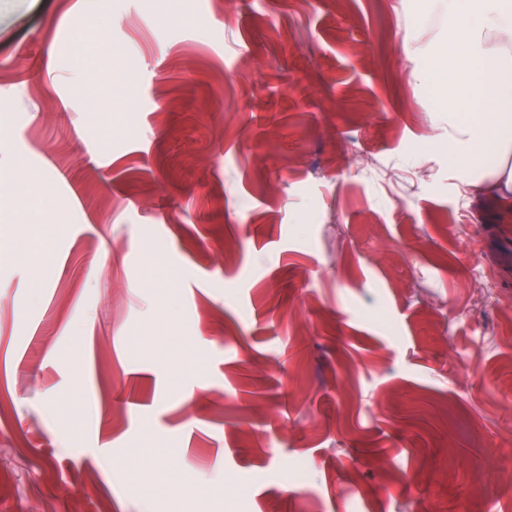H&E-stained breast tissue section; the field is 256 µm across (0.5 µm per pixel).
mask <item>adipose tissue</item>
Here are the masks:
<instances>
[{"label": "adipose tissue", "mask_w": 512, "mask_h": 512, "mask_svg": "<svg viewBox=\"0 0 512 512\" xmlns=\"http://www.w3.org/2000/svg\"><path fill=\"white\" fill-rule=\"evenodd\" d=\"M448 37L432 53L449 113L478 110L480 121L448 123V147L465 160L474 191L512 198V0H443Z\"/></svg>", "instance_id": "adipose-tissue-1"}]
</instances>
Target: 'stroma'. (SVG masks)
<instances>
[{
	"label": "stroma",
	"mask_w": 512,
	"mask_h": 512,
	"mask_svg": "<svg viewBox=\"0 0 512 512\" xmlns=\"http://www.w3.org/2000/svg\"><path fill=\"white\" fill-rule=\"evenodd\" d=\"M430 5L0 0V512L512 499V210Z\"/></svg>",
	"instance_id": "35a3bbf8"
}]
</instances>
